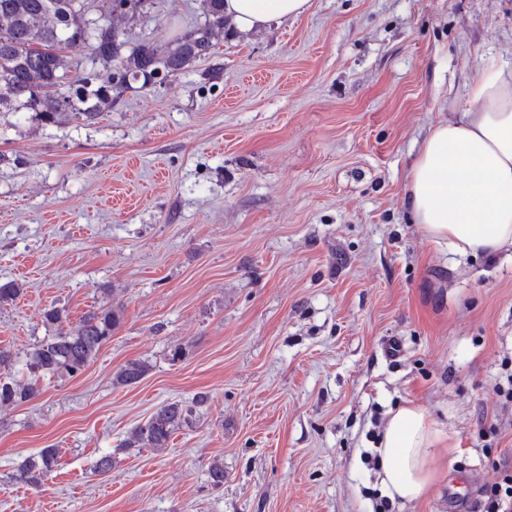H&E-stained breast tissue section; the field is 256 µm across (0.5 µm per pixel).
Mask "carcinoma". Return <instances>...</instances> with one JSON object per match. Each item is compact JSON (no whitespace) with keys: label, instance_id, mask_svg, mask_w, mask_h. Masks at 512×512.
I'll return each mask as SVG.
<instances>
[{"label":"carcinoma","instance_id":"1","mask_svg":"<svg viewBox=\"0 0 512 512\" xmlns=\"http://www.w3.org/2000/svg\"><path fill=\"white\" fill-rule=\"evenodd\" d=\"M203 21L164 48L130 40L126 28L104 18L86 17L82 0H0V112L33 110L43 120L55 119L69 107L86 121L133 88L147 85L155 72L175 76L193 62L212 54L214 39L228 32L224 0H203ZM88 49L110 68L106 80L94 82L71 69L66 52ZM65 310L43 312L48 334L26 350V366L38 375L27 385L0 381V405L21 404L41 393L39 380L73 377L97 357L120 325L115 307L88 311L74 327L65 325ZM149 367L140 360L127 362L115 381L131 386L143 380ZM192 416V407L168 402L128 434V448H167L172 435ZM57 465L56 449L42 448L17 468V476L40 489Z\"/></svg>","mask_w":512,"mask_h":512}]
</instances>
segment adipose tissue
<instances>
[{
    "instance_id": "obj_1",
    "label": "adipose tissue",
    "mask_w": 512,
    "mask_h": 512,
    "mask_svg": "<svg viewBox=\"0 0 512 512\" xmlns=\"http://www.w3.org/2000/svg\"><path fill=\"white\" fill-rule=\"evenodd\" d=\"M309 0H224L236 29L252 33L303 14ZM413 224L431 242L465 255L512 251V66L486 69L456 116L429 127L406 176ZM420 407L392 413L376 448L386 496L421 499L435 480L433 449L445 447Z\"/></svg>"
}]
</instances>
